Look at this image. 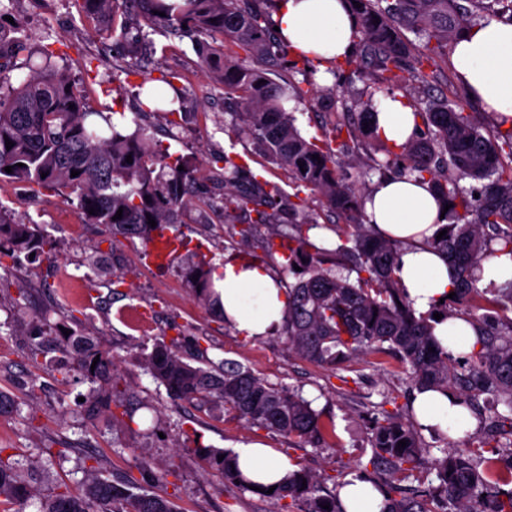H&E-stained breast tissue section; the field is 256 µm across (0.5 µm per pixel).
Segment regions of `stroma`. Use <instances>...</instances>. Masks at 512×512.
Masks as SVG:
<instances>
[{"instance_id": "35a3bbf8", "label": "stroma", "mask_w": 512, "mask_h": 512, "mask_svg": "<svg viewBox=\"0 0 512 512\" xmlns=\"http://www.w3.org/2000/svg\"><path fill=\"white\" fill-rule=\"evenodd\" d=\"M14 13L28 20L40 44L66 43L63 65L79 79L92 105L104 112H135L138 88L126 77L138 61L150 78L175 73L173 91L183 101V120L170 125L148 117L156 138L172 153L189 158L237 155L261 179L294 194L287 172L249 153L244 141L226 132L224 86L200 65L190 40L149 31L150 49L136 58L115 36L100 39L82 13L81 0H15ZM0 204L16 219L39 225L52 243L51 254L19 255L1 276L0 392L19 404L0 416V448L25 454L24 474L47 495L57 486L78 489L85 480L81 458L96 457L104 475L145 484L172 499L181 512H273L270 500L241 491L208 463L206 453L265 442L282 457L329 478L327 487L356 476L372 477L370 418L382 398L408 410L417 389L403 366L388 356H360L328 370L290 351L279 335L261 341L238 336L218 315L192 296L175 264L155 261L141 239L113 243L101 224H85L75 206H63L49 193L0 184ZM230 225L218 211L191 210L185 223L166 229L182 239L180 255L213 257L215 263L261 255L257 240L230 237ZM115 250L120 263L111 276L94 271L95 250ZM27 300H19V289ZM100 336L115 357L123 408L85 418L78 398L90 385L77 372L61 371L63 358L54 347L32 354L33 334L46 324ZM196 336L209 359L234 361L269 382L299 387L321 411L331 431L316 445L286 438L225 416L212 419L192 406L172 401L142 365L158 339Z\"/></svg>"}]
</instances>
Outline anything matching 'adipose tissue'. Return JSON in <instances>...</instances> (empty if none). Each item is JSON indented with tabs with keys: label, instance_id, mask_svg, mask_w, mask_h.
Returning <instances> with one entry per match:
<instances>
[{
	"label": "adipose tissue",
	"instance_id": "obj_1",
	"mask_svg": "<svg viewBox=\"0 0 512 512\" xmlns=\"http://www.w3.org/2000/svg\"><path fill=\"white\" fill-rule=\"evenodd\" d=\"M292 52L321 64L343 60L354 49L358 21L348 0H280L272 16ZM452 64L460 84L484 111L512 119V23L490 20L463 32L452 45ZM415 109L401 95L380 97L373 125L389 142L402 145L412 136ZM442 207L428 184L411 177H390L374 184L365 203L368 223L384 236L407 242L397 277L416 309L427 311L447 297L454 271L428 246L439 227ZM227 324L239 336L262 340L281 325L288 293L264 266L228 263L220 290ZM433 333L450 355L472 352L478 332L465 318L436 320ZM417 421L451 435L475 427L470 411L449 391H421L414 400ZM239 468L253 483L271 487L282 482L294 465L264 443L236 448ZM344 512H386L385 494L365 479H350L338 489Z\"/></svg>",
	"mask_w": 512,
	"mask_h": 512
}]
</instances>
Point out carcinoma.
Here are the masks:
<instances>
[{"label": "carcinoma", "instance_id": "1", "mask_svg": "<svg viewBox=\"0 0 512 512\" xmlns=\"http://www.w3.org/2000/svg\"><path fill=\"white\" fill-rule=\"evenodd\" d=\"M13 2H0V182L59 197L76 206L85 223L108 225L114 241L137 237L151 244L163 236L164 227L184 223L191 208L214 207L212 198L195 194L196 161L160 148L146 123L150 115L180 113L176 100L150 93L146 102H138L130 121L123 112L114 118L93 110L70 73L53 61L58 51L29 42L23 22L12 11ZM267 2L83 0L86 17L102 38L117 31L142 35L144 27L158 26L190 39L200 61L224 85L234 130L268 161L285 168L289 180L308 190L323 210L344 221L338 231L341 244L318 247L310 242V232L321 224L306 199L285 204L278 184L258 179L228 155L212 157L222 164L224 223H234L240 211L247 224L239 231L241 237H254L258 227H266L260 246L273 261L278 254L274 238L281 235L278 224L288 222V253L279 270L281 279L289 274L297 278L288 285V310L280 327L288 349L326 368L352 356H393L409 367L418 390L455 391L479 417V445H491L496 453L509 449L512 473V283L489 298L475 275L486 257L512 256V124L503 131L504 122L491 126L480 113L452 106L448 96L430 94L439 81L437 71L429 70L433 57L448 56V47L473 27L472 17L483 10L485 0H350L358 19L355 50L344 63L330 67L339 71L346 65L365 77L371 96L383 86L419 84L423 98L411 101L419 122L412 139L400 147L374 133L370 98L359 112L345 103L325 110L319 136L301 133L283 102L290 97L318 101L321 88L310 80L300 84L281 78L283 70L313 61L288 58ZM6 16L14 23L4 20ZM408 32L421 44L410 40ZM217 36L242 49L246 59L224 54L212 42ZM7 140L14 146L6 148ZM361 153L369 158L364 167L357 164ZM180 165L184 170H178ZM7 166L12 172L5 171ZM73 170L79 175L71 176ZM392 172L431 183L451 205L439 227L446 234L432 238L430 246L457 270L456 296L426 315L416 314L399 287L395 271L403 242L365 222L366 182ZM119 210L122 218L117 219ZM150 218L156 226L148 224ZM46 244L39 225L16 220L0 203V266L5 257L40 253ZM347 264L356 273L354 282L339 274ZM216 271L205 254L181 266L195 299L211 310ZM436 312L468 319L480 332L479 349L449 357L432 334L430 321ZM44 337L92 384L85 397L87 412L122 406L116 363L95 337L51 331ZM144 368L169 397L201 412L222 409L248 425L289 438L323 440L322 415L300 389L273 384L232 361H210L198 337L184 347L177 339L155 341ZM483 395L495 406L485 419L477 412ZM401 440L406 446H398ZM371 448L376 470L383 465L412 473L427 464L436 472L438 484L412 496L391 480L377 482L390 504L388 512H446V504L454 512H512V490L498 489L502 475L495 464L483 468L456 448H442L441 456L428 458L415 425L398 409L377 405ZM210 462L239 489L250 490V483L236 472L233 452H216ZM16 465L0 455V512L12 505L22 512L20 506L36 497ZM83 469L87 480L80 491L40 498L39 512H180L167 497L137 492L133 482L118 484L101 477L93 464ZM328 480L301 465L287 485L260 496L275 504L288 499V507L301 504L303 512H342L336 495L327 490Z\"/></svg>", "mask_w": 512, "mask_h": 512}]
</instances>
